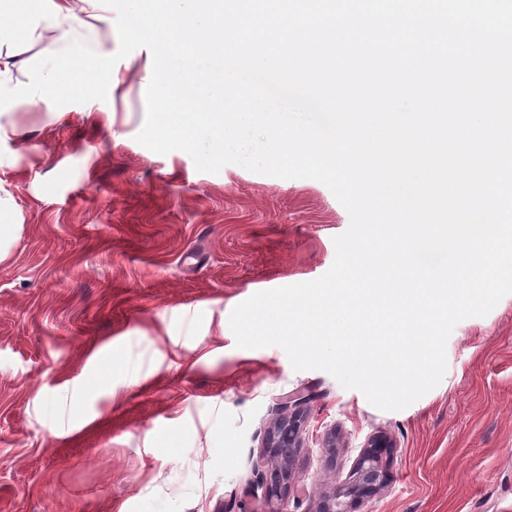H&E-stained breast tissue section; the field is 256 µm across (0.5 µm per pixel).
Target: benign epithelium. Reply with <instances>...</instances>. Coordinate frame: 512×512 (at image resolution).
Instances as JSON below:
<instances>
[{
	"instance_id": "1",
	"label": "benign epithelium",
	"mask_w": 512,
	"mask_h": 512,
	"mask_svg": "<svg viewBox=\"0 0 512 512\" xmlns=\"http://www.w3.org/2000/svg\"><path fill=\"white\" fill-rule=\"evenodd\" d=\"M304 423L303 401H287L262 439L263 464L255 469V483L265 489L268 497L280 502L291 488L294 458L303 447ZM391 448L393 444L387 436H369L348 476L321 497L314 512H356L363 501L377 495L386 482L385 463Z\"/></svg>"
}]
</instances>
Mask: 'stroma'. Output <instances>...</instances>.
Listing matches in <instances>:
<instances>
[{
  "label": "stroma",
  "mask_w": 512,
  "mask_h": 512,
  "mask_svg": "<svg viewBox=\"0 0 512 512\" xmlns=\"http://www.w3.org/2000/svg\"><path fill=\"white\" fill-rule=\"evenodd\" d=\"M73 7L91 19L76 38L116 53L115 12ZM66 46L42 25L0 39V80L27 84ZM151 76L140 48L106 100L0 108V224L18 227L0 261V512H265L253 471L288 398L308 412L291 512L377 433L395 448L358 512H512V294L457 324L442 381L400 411L280 347H237L232 310L327 272L350 217L319 181L139 144Z\"/></svg>",
  "instance_id": "stroma-1"
}]
</instances>
